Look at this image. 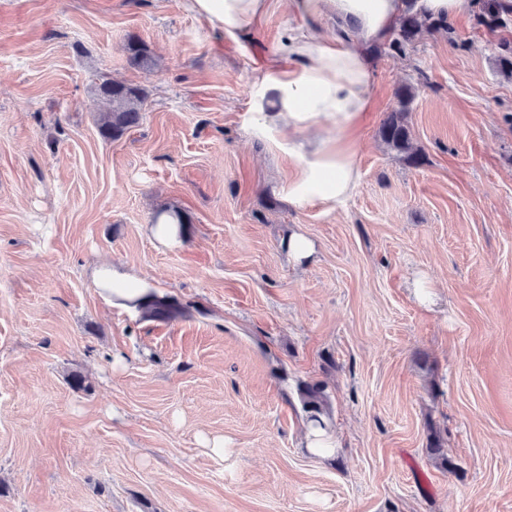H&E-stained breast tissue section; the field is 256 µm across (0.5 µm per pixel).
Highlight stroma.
Here are the masks:
<instances>
[{
	"instance_id": "1",
	"label": "stroma",
	"mask_w": 512,
	"mask_h": 512,
	"mask_svg": "<svg viewBox=\"0 0 512 512\" xmlns=\"http://www.w3.org/2000/svg\"><path fill=\"white\" fill-rule=\"evenodd\" d=\"M302 23L283 2L236 40L185 0H0V512H512L498 39L466 15L377 60L360 180L330 209L288 202L297 158L249 127L257 60ZM131 35L153 69L130 64ZM106 80L148 94L112 141ZM407 81L416 168L378 134ZM166 209L189 219L167 246L148 232ZM292 232L309 260H289ZM112 265L187 315L112 303L95 277ZM314 382L326 458L302 446Z\"/></svg>"
}]
</instances>
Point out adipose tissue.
I'll return each instance as SVG.
<instances>
[{"mask_svg":"<svg viewBox=\"0 0 512 512\" xmlns=\"http://www.w3.org/2000/svg\"><path fill=\"white\" fill-rule=\"evenodd\" d=\"M275 0H186L187 9L235 39L256 34ZM303 25L284 31L262 58L260 86L250 110L252 127L287 145L299 164L282 185L290 203L342 207L355 190L357 133L367 113L376 63L372 46L390 34L404 0H291ZM335 33L323 34L325 19ZM331 132L303 140L322 121Z\"/></svg>","mask_w":512,"mask_h":512,"instance_id":"obj_1","label":"adipose tissue"}]
</instances>
